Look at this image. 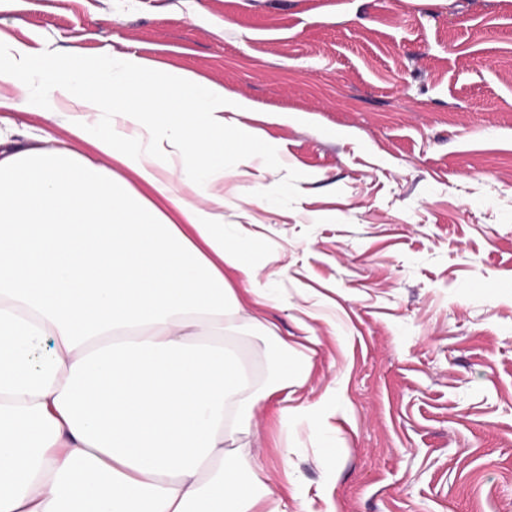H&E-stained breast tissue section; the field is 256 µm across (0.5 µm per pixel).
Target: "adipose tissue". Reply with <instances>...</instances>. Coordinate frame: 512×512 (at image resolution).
<instances>
[{
  "label": "adipose tissue",
  "instance_id": "ef3b65f1",
  "mask_svg": "<svg viewBox=\"0 0 512 512\" xmlns=\"http://www.w3.org/2000/svg\"><path fill=\"white\" fill-rule=\"evenodd\" d=\"M24 107L64 121L42 147L0 137V512H286L224 446L288 387L256 386L224 341L242 311L224 269L251 261L216 182L225 115L250 103L0 33V112Z\"/></svg>",
  "mask_w": 512,
  "mask_h": 512
}]
</instances>
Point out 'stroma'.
Returning a JSON list of instances; mask_svg holds the SVG:
<instances>
[{"label":"stroma","instance_id":"1","mask_svg":"<svg viewBox=\"0 0 512 512\" xmlns=\"http://www.w3.org/2000/svg\"><path fill=\"white\" fill-rule=\"evenodd\" d=\"M0 31L250 101L222 215L273 301L224 275L300 380L230 445L287 512H512V0H0ZM273 338L228 339L261 386Z\"/></svg>","mask_w":512,"mask_h":512}]
</instances>
